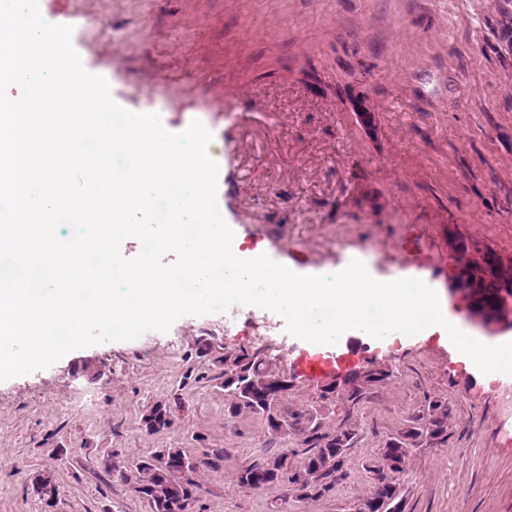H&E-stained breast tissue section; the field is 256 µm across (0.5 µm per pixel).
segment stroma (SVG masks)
<instances>
[{
    "mask_svg": "<svg viewBox=\"0 0 512 512\" xmlns=\"http://www.w3.org/2000/svg\"><path fill=\"white\" fill-rule=\"evenodd\" d=\"M40 12L73 26L85 68L120 106L162 113L172 132L195 120L212 132L227 222L259 253L288 252L296 273L336 241L374 248L386 269L411 252L442 289L452 228L512 254V55L498 52L492 0H41ZM360 98L372 128L356 120ZM267 318L259 309L228 330L220 313L184 316L0 382V512H149L101 462L155 448L225 449L195 512H272L279 490L240 489L235 475L279 441L259 417L225 415L219 381L200 379L205 333L264 348L293 376V409L321 403L319 381L295 372L303 353L392 368L355 409L345 476L313 512H356L380 448L433 396L452 408L448 441L417 450L399 477L404 512H512V376L466 364L433 328L388 341L352 329L318 347L267 332ZM157 402L176 416L152 434L143 417ZM45 469L50 507L31 485Z\"/></svg>",
    "mask_w": 512,
    "mask_h": 512,
    "instance_id": "obj_1",
    "label": "stroma"
}]
</instances>
